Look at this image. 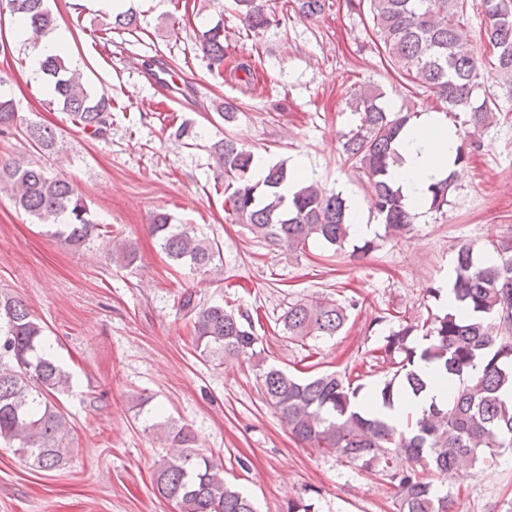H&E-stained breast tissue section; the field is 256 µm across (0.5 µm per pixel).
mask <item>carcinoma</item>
Listing matches in <instances>:
<instances>
[{"label":"carcinoma","mask_w":512,"mask_h":512,"mask_svg":"<svg viewBox=\"0 0 512 512\" xmlns=\"http://www.w3.org/2000/svg\"><path fill=\"white\" fill-rule=\"evenodd\" d=\"M10 11L23 15L34 34L54 25L45 0H9ZM367 4L381 51L391 67L412 85L423 87L448 112H464L473 129L491 124L500 107L492 95L479 97L482 66L464 35L467 0H346L354 9ZM235 10L253 31L267 28L274 11L263 0H234ZM300 17L319 16L326 0H291ZM488 23L485 40L496 54L495 69L512 98V0H484ZM203 54L210 71L224 64V29L202 34ZM46 82L64 111L83 128L102 133L112 119V99L95 95L78 69L59 56L42 63ZM377 89L362 88L351 99L358 123L342 135L345 162L368 179L372 205L385 233L410 231L414 213L400 188L389 177L397 161V140L413 113L392 112L380 102ZM20 116L9 99H0V135L17 128ZM26 132L35 148L51 151L55 131L29 124ZM217 177L224 180V212L245 224L255 237L278 246L299 248L311 240L340 248L350 236L349 205L341 193L315 183L301 187L285 200L282 184L294 178L285 163L269 166L254 180L255 155L237 139L212 145ZM453 175L430 186V208L448 204ZM11 191L15 205L46 226L51 236L79 248L99 230L85 199L66 178L37 163L0 166V188ZM150 232L163 252L178 266L208 272L220 258L219 245L198 238L187 224H173L165 212L152 216ZM494 263L486 266L468 243L459 246L452 292L454 310L433 314L422 325L394 328L377 348L393 374L372 399L391 403L394 395H418L428 385L417 369L420 361L459 386L443 404L407 412L388 423L358 405L364 385L348 377L322 373L297 377L267 364L261 337L255 335L249 311L229 305H201L193 294L180 309L192 319L193 342L199 357L224 364L243 360L255 367L263 401L307 448L336 454L346 463L376 472L397 489L399 512H450L453 493L439 496L434 481L451 478L461 463L472 466L512 447V240L491 242ZM349 307L313 297L288 305L280 321L287 338L297 342L332 337L348 319ZM424 331L426 346L416 333ZM45 327L20 297L0 290V443L40 470L65 464L73 427L55 403L69 389L71 375L43 351ZM174 452L163 457L154 472L161 497L177 512H257L253 502L224 480V468L202 455L197 437L186 425L169 426L166 434ZM412 465L401 467L402 458Z\"/></svg>","instance_id":"obj_1"}]
</instances>
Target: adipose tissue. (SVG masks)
I'll return each instance as SVG.
<instances>
[{"instance_id":"adipose-tissue-1","label":"adipose tissue","mask_w":512,"mask_h":512,"mask_svg":"<svg viewBox=\"0 0 512 512\" xmlns=\"http://www.w3.org/2000/svg\"><path fill=\"white\" fill-rule=\"evenodd\" d=\"M460 143L457 127L449 125L440 113L428 112L410 125L398 143L399 160L391 166L392 181L400 186L413 210H420L428 196L431 184L444 179L455 170V158ZM421 371L434 374L435 380L418 396L394 398L391 406L374 403L370 410L373 415L389 422H397L406 412L428 407L430 403L447 402L455 389V376H438L433 365L419 362Z\"/></svg>"}]
</instances>
